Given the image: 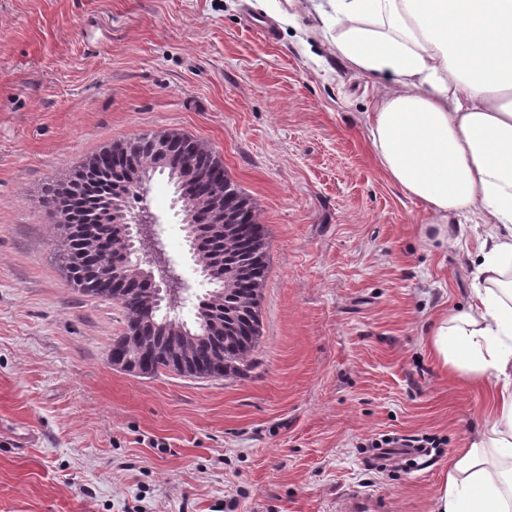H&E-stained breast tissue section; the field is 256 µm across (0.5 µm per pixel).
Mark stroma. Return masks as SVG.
Wrapping results in <instances>:
<instances>
[{
	"label": "stroma",
	"instance_id": "1",
	"mask_svg": "<svg viewBox=\"0 0 512 512\" xmlns=\"http://www.w3.org/2000/svg\"><path fill=\"white\" fill-rule=\"evenodd\" d=\"M314 23L296 2L0 0V512H338L355 492L435 512L487 401L439 370L427 331L470 304L478 242L437 241L387 180L364 114L399 86L336 60ZM168 132L219 158L266 229L237 377L114 366L124 313L70 288L41 203L99 152ZM173 199L155 177L157 232L201 294ZM384 434L445 444L378 472L365 443Z\"/></svg>",
	"mask_w": 512,
	"mask_h": 512
}]
</instances>
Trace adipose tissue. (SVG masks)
I'll list each match as a JSON object with an SVG mask.
<instances>
[{
  "instance_id": "adipose-tissue-1",
  "label": "adipose tissue",
  "mask_w": 512,
  "mask_h": 512,
  "mask_svg": "<svg viewBox=\"0 0 512 512\" xmlns=\"http://www.w3.org/2000/svg\"><path fill=\"white\" fill-rule=\"evenodd\" d=\"M333 53L393 77L366 115L386 177L422 202L441 241L485 225L478 282L428 345L457 379L492 382L488 416L452 460L438 512H512V0H307Z\"/></svg>"
}]
</instances>
